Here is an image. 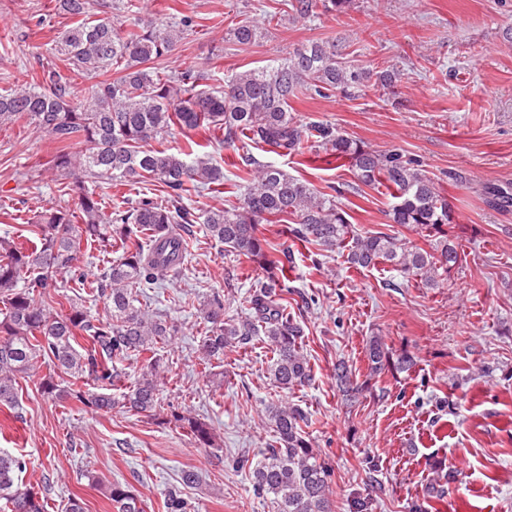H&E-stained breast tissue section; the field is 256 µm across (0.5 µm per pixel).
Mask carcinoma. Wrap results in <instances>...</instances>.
Listing matches in <instances>:
<instances>
[{
    "mask_svg": "<svg viewBox=\"0 0 512 512\" xmlns=\"http://www.w3.org/2000/svg\"><path fill=\"white\" fill-rule=\"evenodd\" d=\"M56 2L75 18L53 48L65 68L44 67L32 86L0 93V123L22 119L60 144L73 139L82 144L77 153L58 151L52 167L57 176L69 180L79 221L62 208H46L38 215V244L31 253L0 238V405L17 404L19 380L34 376L41 359L49 372L39 378L38 389L47 399H66L104 413L119 405L136 413L161 407L158 376L163 363L156 345L176 336L178 328L137 306L134 288L182 273L187 242L177 232L179 226L204 225L216 242L264 272L251 296V319L224 321V300L218 294L203 302L200 314L208 329L199 348L201 361L220 360L224 349L244 345L261 333L274 352V382L286 391L307 385L311 367L302 346L301 324L277 301L279 290L285 288L291 252L283 250V262L270 259L271 246L259 235L258 225L272 217L285 218L294 241L325 251L341 249L346 262L356 268L388 263L431 288L438 285L441 272L449 273L459 264L460 253L448 239L453 209L418 160L396 150H372L323 122L303 125L289 111V99L301 91L322 97L334 90L352 95L370 79L369 72L342 60L335 43L297 48L272 65L231 76L222 90L214 91L203 84V73L169 74L152 67L184 39L191 20L123 27L90 19V0ZM315 6L316 0H291L292 18H310ZM229 36L249 45L263 32L243 23ZM74 73L95 82L80 88ZM175 127L221 130L223 135L215 141L188 139L174 152L149 146ZM244 138L286 155L322 150L347 162L355 182L332 186L326 193L243 155L246 177L240 206L198 213L185 202V195L224 185V170L212 163L205 147H231ZM112 179L132 185L157 183L165 200H141L108 216L86 183ZM384 183L393 198L390 222L432 233L436 239L431 249L409 246L383 232L358 234L352 229L337 198ZM141 233L148 242L142 241ZM83 241L106 243L119 251L93 289L107 306V321L94 318L71 298L63 312L44 300L65 281L82 284L77 253ZM80 334L88 345L78 341ZM367 354L374 374L389 368L402 371L411 364L406 356H390L378 337L368 342ZM133 356L143 358L141 377L117 396L112 390L122 378L118 364ZM62 374L69 377L65 387L57 381ZM171 417L197 444H212L211 429L201 419L176 410ZM268 417L277 445L253 469L254 490L273 495L279 512H330V471L302 430L307 412L297 404L278 403L268 408ZM28 464L24 455L0 450L3 512H45L44 496L23 484L21 474ZM106 494L116 512H144L142 500L127 483L109 484Z\"/></svg>",
    "mask_w": 512,
    "mask_h": 512,
    "instance_id": "obj_1",
    "label": "carcinoma"
}]
</instances>
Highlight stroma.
I'll list each match as a JSON object with an SVG mask.
<instances>
[{"label": "stroma", "instance_id": "stroma-1", "mask_svg": "<svg viewBox=\"0 0 512 512\" xmlns=\"http://www.w3.org/2000/svg\"><path fill=\"white\" fill-rule=\"evenodd\" d=\"M134 4L107 15L145 25L192 19L156 66L207 73L214 88L315 41L336 43L370 72L397 68L389 90L301 94L291 110L300 123H327L371 149L420 160L455 212L448 235L461 260L429 288L388 264L356 269L339 252L287 245V223L260 224L271 245L292 250L279 303L304 329L312 370L310 385L284 393L269 377L265 337L225 350L211 366L199 361L202 302L217 293L225 319L251 316L262 273L204 225L189 226L182 276L141 285L137 294L179 329L161 350L162 402L209 424L213 446L166 424L165 412L81 409L44 398L29 379L17 406L0 405V448L29 459L24 483L45 488L46 512H64L74 496L85 512H115L104 491L113 482L132 485L145 512H166L168 490L182 487L183 471L193 469L198 482L182 487L187 512H278L272 496L256 494L251 467L274 439L265 407L285 399L308 413L304 430L330 467L333 512H356L360 499L367 512H512V207H492L485 192L512 185V0H349L338 11L316 6L298 22L289 0ZM243 21L267 25L266 37L252 45L230 40ZM72 23L55 0H0V91L31 84ZM54 148L48 133L23 122L0 125V237L16 246L30 247L44 208L76 209L75 197L48 176ZM252 154L318 189L354 180L351 168L321 160L261 148ZM211 155L224 168V191L189 197L199 210L238 204L244 193L240 158L218 146ZM340 202L356 232L385 230L429 248L426 230L390 224L388 189L370 187ZM373 336L413 366L371 374ZM340 362L368 390L343 393L334 378ZM91 474L102 486L89 484Z\"/></svg>", "mask_w": 512, "mask_h": 512}]
</instances>
